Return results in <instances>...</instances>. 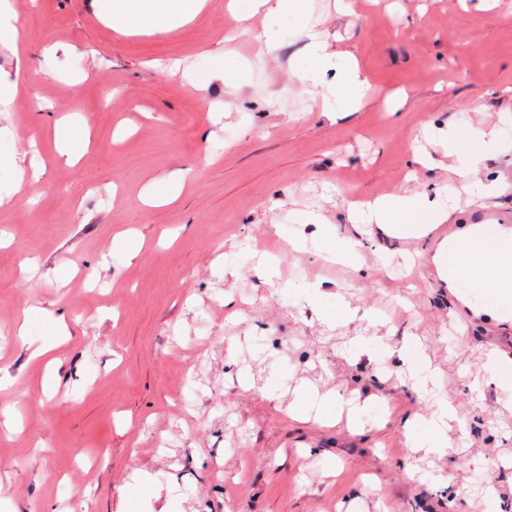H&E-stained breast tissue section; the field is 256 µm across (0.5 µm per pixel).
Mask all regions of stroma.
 <instances>
[{
  "mask_svg": "<svg viewBox=\"0 0 512 512\" xmlns=\"http://www.w3.org/2000/svg\"><path fill=\"white\" fill-rule=\"evenodd\" d=\"M227 2L125 37L101 21L100 0H10L33 80L0 112V154L46 172L0 206V512H137V470L156 478L151 512H486L480 473L498 512H512V405L474 385L486 352L512 358V318H472L479 291L449 290L434 261L466 213L512 216V129L480 171L501 179L500 195L429 226L415 213L356 230L348 215L451 183L446 164L413 163L422 125L512 113V0L482 15L440 0H377L349 15L336 0H302L255 18L263 44L233 36ZM310 28L340 34L381 98L326 117L321 94L301 90L315 65ZM221 59L237 88L212 78ZM72 113L90 143L70 167L56 160L55 122ZM178 176L173 204H141ZM313 212L355 236L356 268L285 249ZM128 229L141 254L101 263ZM258 250L282 287L257 271ZM340 298L380 309L381 324L323 323L319 311ZM55 323L63 342L42 355ZM358 335L426 350L465 419L447 456L412 452L403 422L433 398L381 356L350 360ZM247 365L249 390L236 378ZM276 377L370 398L363 431L289 416L295 393L261 391Z\"/></svg>",
  "mask_w": 512,
  "mask_h": 512,
  "instance_id": "35a3bbf8",
  "label": "stroma"
}]
</instances>
